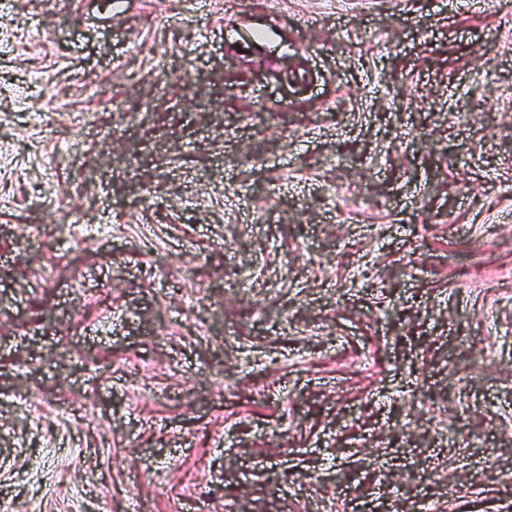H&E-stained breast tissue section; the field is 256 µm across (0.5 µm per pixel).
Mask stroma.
I'll use <instances>...</instances> for the list:
<instances>
[{
  "instance_id": "stroma-1",
  "label": "stroma",
  "mask_w": 512,
  "mask_h": 512,
  "mask_svg": "<svg viewBox=\"0 0 512 512\" xmlns=\"http://www.w3.org/2000/svg\"><path fill=\"white\" fill-rule=\"evenodd\" d=\"M98 7L0 0V512H512V0Z\"/></svg>"
}]
</instances>
